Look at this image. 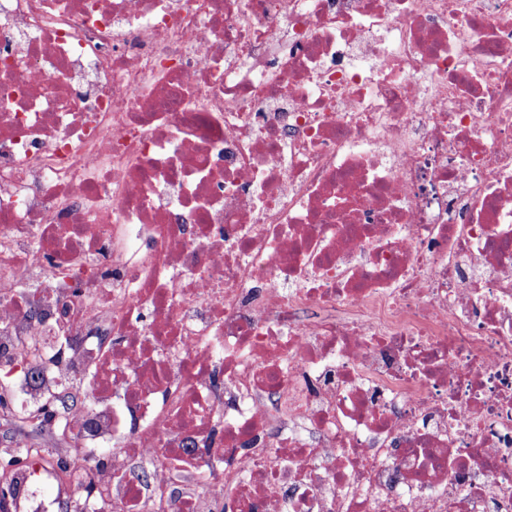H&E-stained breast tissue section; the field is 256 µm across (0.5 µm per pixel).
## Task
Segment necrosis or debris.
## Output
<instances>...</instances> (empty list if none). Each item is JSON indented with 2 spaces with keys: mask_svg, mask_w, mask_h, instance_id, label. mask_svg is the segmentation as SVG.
I'll list each match as a JSON object with an SVG mask.
<instances>
[{
  "mask_svg": "<svg viewBox=\"0 0 512 512\" xmlns=\"http://www.w3.org/2000/svg\"><path fill=\"white\" fill-rule=\"evenodd\" d=\"M0 371L5 512H512V0H0Z\"/></svg>",
  "mask_w": 512,
  "mask_h": 512,
  "instance_id": "4bbe7bcc",
  "label": "necrosis or debris"
}]
</instances>
